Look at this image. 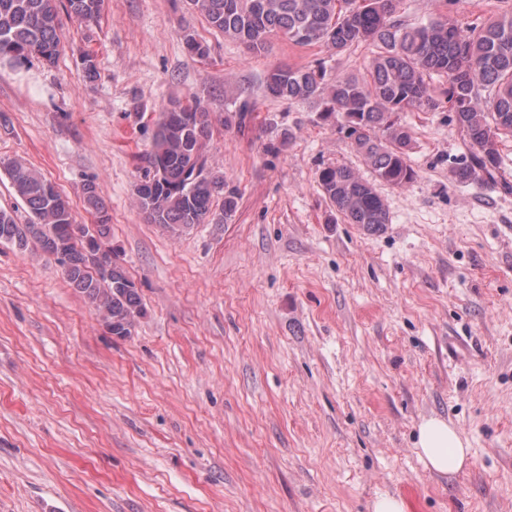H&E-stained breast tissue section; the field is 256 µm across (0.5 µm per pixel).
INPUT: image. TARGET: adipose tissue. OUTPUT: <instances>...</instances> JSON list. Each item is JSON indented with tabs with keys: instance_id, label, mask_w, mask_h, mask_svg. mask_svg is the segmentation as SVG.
<instances>
[{
	"instance_id": "obj_1",
	"label": "adipose tissue",
	"mask_w": 512,
	"mask_h": 512,
	"mask_svg": "<svg viewBox=\"0 0 512 512\" xmlns=\"http://www.w3.org/2000/svg\"><path fill=\"white\" fill-rule=\"evenodd\" d=\"M416 448L425 466L441 476L459 473L470 463V451L463 436L438 417L422 420Z\"/></svg>"
}]
</instances>
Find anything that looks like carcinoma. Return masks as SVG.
I'll list each match as a JSON object with an SVG mask.
<instances>
[{"instance_id": "1", "label": "carcinoma", "mask_w": 512, "mask_h": 512, "mask_svg": "<svg viewBox=\"0 0 512 512\" xmlns=\"http://www.w3.org/2000/svg\"><path fill=\"white\" fill-rule=\"evenodd\" d=\"M190 5L212 29L254 53L265 51L277 33L297 45H323L337 53L363 43L374 46L364 78L329 77L321 66H280L268 72L265 87L277 99L321 104L324 118L336 119V130L350 140L375 180L395 187L414 180L408 160L413 132L401 114L446 107L466 149L453 170L455 181L512 189L499 179L501 146L512 139V13L464 27L446 16L404 24L394 19L399 0H190ZM60 7L78 22H91L102 15L105 0H0V61L54 62L61 46ZM184 44L193 57L210 54L190 32ZM434 75L446 79L438 101L427 83ZM212 128L213 115L201 102L169 101L135 187L148 223L177 234L195 224H218L235 212L236 189L208 164ZM0 167L30 215L21 224L14 211L0 208V242L20 250L35 244L48 255L62 256L67 282L112 335H131L142 301L108 244V209L95 182L83 186L86 209L96 217L97 236L88 240L69 199L51 181L21 161ZM317 182L347 223L370 234L389 223L375 186L350 167L325 166ZM217 198L222 201L218 213Z\"/></svg>"}]
</instances>
